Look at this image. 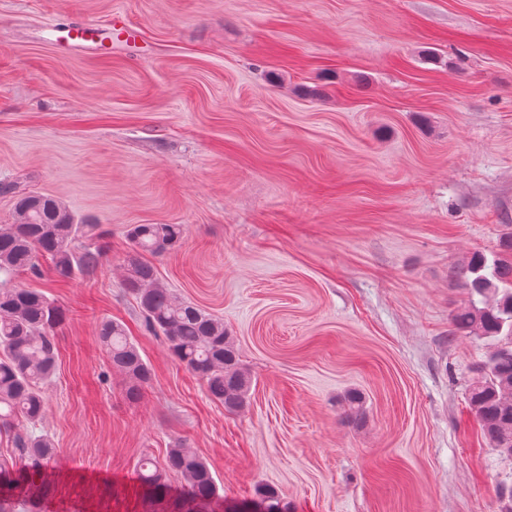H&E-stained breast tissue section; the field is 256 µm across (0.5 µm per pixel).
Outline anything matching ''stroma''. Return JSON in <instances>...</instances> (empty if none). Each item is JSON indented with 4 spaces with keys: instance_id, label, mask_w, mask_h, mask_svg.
I'll use <instances>...</instances> for the list:
<instances>
[{
    "instance_id": "stroma-1",
    "label": "stroma",
    "mask_w": 512,
    "mask_h": 512,
    "mask_svg": "<svg viewBox=\"0 0 512 512\" xmlns=\"http://www.w3.org/2000/svg\"><path fill=\"white\" fill-rule=\"evenodd\" d=\"M116 12L137 50L45 30ZM1 183L0 224L47 195L108 249L93 274L24 278L67 312L36 426L59 453L46 497L0 512H152L138 462L178 440L228 504L505 512L512 459L467 404L490 344L452 318L468 259L512 240V0H0ZM131 224L184 225L153 263L223 320L253 376L241 412L147 331ZM105 318L152 369L138 401ZM231 512H288V503H282L275 492L265 491L250 503L234 506Z\"/></svg>"
}]
</instances>
